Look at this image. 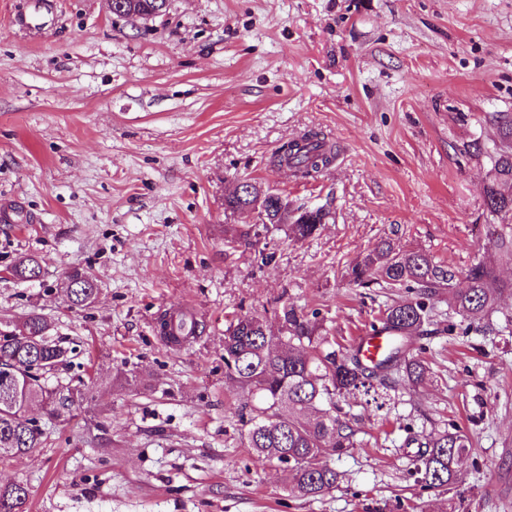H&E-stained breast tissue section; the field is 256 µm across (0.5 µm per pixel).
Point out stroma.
<instances>
[{"mask_svg":"<svg viewBox=\"0 0 512 512\" xmlns=\"http://www.w3.org/2000/svg\"><path fill=\"white\" fill-rule=\"evenodd\" d=\"M0 0V324L49 318L71 362L48 374L69 412L33 404L40 448L0 457L28 512H512V295L487 321L411 337L430 368L390 410L341 401L360 447L329 462L339 486L290 497L287 471L242 438L252 399L224 375V331L294 303L352 344L397 290L357 288L347 266L382 240L447 262L485 260L512 281L486 209L495 118L512 115V0H169L131 20L108 0H48L41 32ZM315 130L336 147L317 180L274 165ZM324 207L298 240L245 227L224 199L242 180ZM37 256L38 280L10 269ZM89 272L94 302L69 309L64 276ZM203 332L168 347L161 311ZM461 428V483L426 489L409 433Z\"/></svg>","mask_w":512,"mask_h":512,"instance_id":"1","label":"stroma"}]
</instances>
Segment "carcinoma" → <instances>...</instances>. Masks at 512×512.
I'll return each mask as SVG.
<instances>
[{"mask_svg":"<svg viewBox=\"0 0 512 512\" xmlns=\"http://www.w3.org/2000/svg\"><path fill=\"white\" fill-rule=\"evenodd\" d=\"M499 138L506 147L488 152L478 140L468 152L489 154L492 167L484 185L487 210L504 226L512 224V117H497ZM335 147L317 132H307L283 144L276 165L294 176L315 179L335 159ZM252 192L227 196L225 209L239 213L254 224H288L298 239L313 236L330 218L322 207L290 208L281 193L250 184ZM37 257H21L12 275L21 282L38 278ZM346 276L359 288L379 285L398 288L407 298L387 306L370 323L392 337V345L379 362L364 363L355 347L336 349L328 340L318 313L284 304L275 310L279 323L273 333L266 317L249 313L237 317L224 330L225 375L247 389L255 399L243 422L244 438L258 460L277 462L288 469V495L317 499L340 482L341 475L325 460L330 453L343 454L358 446L351 420L338 414L336 397L362 395L365 403L381 411L392 401L391 392L416 386L427 376L424 362L411 352L409 339L434 323L432 300L448 292L456 313L469 321L488 316L496 295L512 290V282H500L484 262L457 272L427 253L403 251L383 241L351 265ZM70 307L93 302L98 288L86 271L68 272ZM51 322L32 313L19 326L0 329V455H20L40 447L41 429L25 417L35 402L60 414L73 404L57 397L45 384L44 374L65 360L68 349L48 340ZM416 443L412 475L425 488H449L461 482L458 465L472 447L470 437L457 429L414 435ZM29 490L22 482L0 485V512H27Z\"/></svg>","mask_w":512,"mask_h":512,"instance_id":"carcinoma-1","label":"carcinoma"}]
</instances>
